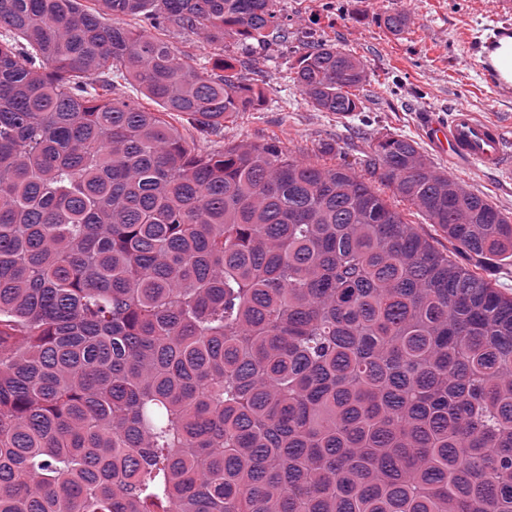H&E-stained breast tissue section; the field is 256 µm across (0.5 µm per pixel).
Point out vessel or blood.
<instances>
[{"label":"vessel or blood","instance_id":"vessel-or-blood-1","mask_svg":"<svg viewBox=\"0 0 512 512\" xmlns=\"http://www.w3.org/2000/svg\"><path fill=\"white\" fill-rule=\"evenodd\" d=\"M481 73L496 95H512V78L505 76L491 58H484ZM511 121L488 117L459 105L447 120L428 119L423 133L439 151L489 171H498L512 164V151L507 148L505 128Z\"/></svg>","mask_w":512,"mask_h":512}]
</instances>
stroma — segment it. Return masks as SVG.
<instances>
[{
    "mask_svg": "<svg viewBox=\"0 0 512 512\" xmlns=\"http://www.w3.org/2000/svg\"><path fill=\"white\" fill-rule=\"evenodd\" d=\"M278 6L288 22V46L275 48L270 62L251 40L232 37L217 47L192 34L166 33L174 47L208 67L227 61L247 79L253 69L265 70L267 96L278 102L274 108L238 113L225 123L220 137L203 140L187 131L195 152L214 154L228 144L277 137L286 150L304 158L314 143L327 141L356 165L373 138L404 135L437 170L512 214V174L459 165L436 153L422 133L424 116L447 117L462 103L485 115H512V98L493 97L480 78V58L468 46L469 33L494 21L487 0H279ZM394 9L409 17L398 35L383 24L385 13ZM313 40L334 42L366 64L371 80L356 91L363 111L344 117L316 111L287 81L297 57Z\"/></svg>",
    "mask_w": 512,
    "mask_h": 512,
    "instance_id": "35a3bbf8",
    "label": "stroma"
}]
</instances>
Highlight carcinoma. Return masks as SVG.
<instances>
[{
  "instance_id": "obj_1",
  "label": "carcinoma",
  "mask_w": 512,
  "mask_h": 512,
  "mask_svg": "<svg viewBox=\"0 0 512 512\" xmlns=\"http://www.w3.org/2000/svg\"><path fill=\"white\" fill-rule=\"evenodd\" d=\"M95 2L0 0V512H512V297L376 184L482 270L512 216L403 135L362 174L276 139L194 153L172 120L220 135L262 71L157 32L278 44L277 0ZM292 70L363 111L336 44ZM396 204H398V209L402 211L405 219L412 224H416L421 233L429 236L437 249L445 253L448 252L449 255L455 252L454 246L448 242V237L437 226L426 224L428 221L422 213L406 203Z\"/></svg>"
}]
</instances>
